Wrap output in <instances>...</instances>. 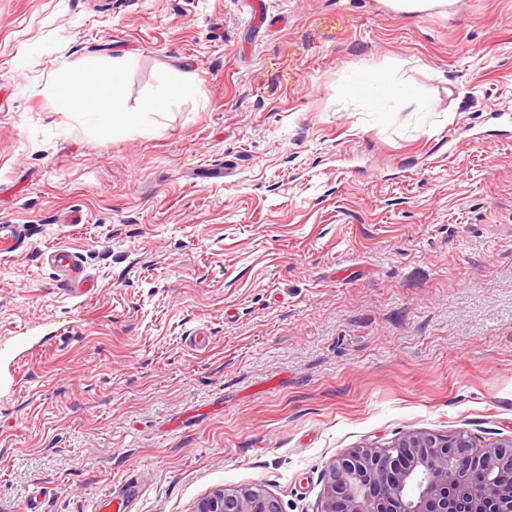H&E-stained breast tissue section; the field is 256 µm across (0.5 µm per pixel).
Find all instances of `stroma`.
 <instances>
[{
	"mask_svg": "<svg viewBox=\"0 0 512 512\" xmlns=\"http://www.w3.org/2000/svg\"><path fill=\"white\" fill-rule=\"evenodd\" d=\"M459 4L0 0V343L75 324L0 397V512H318L351 448L512 439V0ZM89 60L138 124L60 110ZM26 224H0V259L7 260L22 247L26 240ZM47 261L53 268L63 273L64 278L59 280L62 288L75 291L86 299L97 293L94 279L85 272L82 262L74 253L57 248L48 253ZM141 496L142 488L134 485L132 481H127L121 489L112 491L101 499L96 506V512H132L133 501ZM192 512H283L278 497L261 488L215 489L200 498Z\"/></svg>",
	"mask_w": 512,
	"mask_h": 512,
	"instance_id": "1",
	"label": "stroma"
}]
</instances>
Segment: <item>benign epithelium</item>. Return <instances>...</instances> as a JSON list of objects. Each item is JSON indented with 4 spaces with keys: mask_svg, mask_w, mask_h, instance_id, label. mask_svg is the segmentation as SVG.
Returning a JSON list of instances; mask_svg holds the SVG:
<instances>
[{
    "mask_svg": "<svg viewBox=\"0 0 512 512\" xmlns=\"http://www.w3.org/2000/svg\"><path fill=\"white\" fill-rule=\"evenodd\" d=\"M512 441L483 443L466 432L413 431L393 445L360 446L325 471L319 512H512ZM192 512H283L261 488L215 489Z\"/></svg>",
    "mask_w": 512,
    "mask_h": 512,
    "instance_id": "1",
    "label": "benign epithelium"
}]
</instances>
